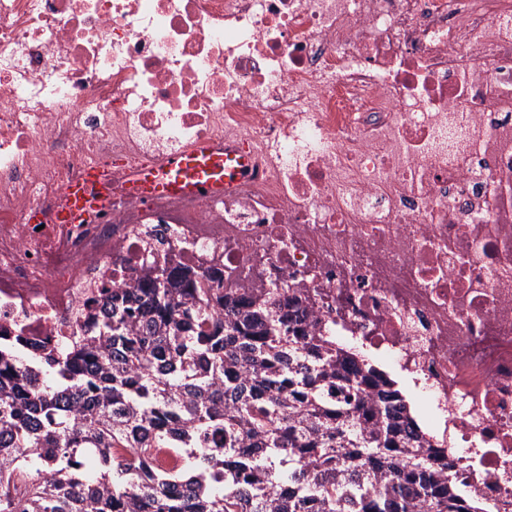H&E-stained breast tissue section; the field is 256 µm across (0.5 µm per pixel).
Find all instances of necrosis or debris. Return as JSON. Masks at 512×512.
Wrapping results in <instances>:
<instances>
[{
    "label": "necrosis or debris",
    "instance_id": "4bbe7bcc",
    "mask_svg": "<svg viewBox=\"0 0 512 512\" xmlns=\"http://www.w3.org/2000/svg\"><path fill=\"white\" fill-rule=\"evenodd\" d=\"M201 140L251 157L233 190L129 194ZM183 266L309 295L512 512V0H0V334L62 347ZM108 169L99 165L89 166L81 182L62 187L65 207L60 220L70 222L76 215L91 207L105 208L110 203L107 189Z\"/></svg>",
    "mask_w": 512,
    "mask_h": 512
}]
</instances>
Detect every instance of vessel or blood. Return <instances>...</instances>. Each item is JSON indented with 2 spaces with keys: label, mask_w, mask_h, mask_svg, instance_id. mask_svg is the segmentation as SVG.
Here are the masks:
<instances>
[{
  "label": "vessel or blood",
  "mask_w": 512,
  "mask_h": 512,
  "mask_svg": "<svg viewBox=\"0 0 512 512\" xmlns=\"http://www.w3.org/2000/svg\"><path fill=\"white\" fill-rule=\"evenodd\" d=\"M245 159L225 153L222 147L200 143L175 153L160 165L136 171L130 181L131 193L141 199L155 194L191 192L203 197L223 194L242 175ZM108 171L99 165L89 166L81 182L63 186L65 207L63 222L89 208H105L110 202L107 189Z\"/></svg>",
  "instance_id": "vessel-or-blood-1"
}]
</instances>
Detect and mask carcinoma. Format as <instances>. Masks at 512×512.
I'll use <instances>...</instances> for the list:
<instances>
[{"label": "carcinoma", "mask_w": 512, "mask_h": 512, "mask_svg": "<svg viewBox=\"0 0 512 512\" xmlns=\"http://www.w3.org/2000/svg\"><path fill=\"white\" fill-rule=\"evenodd\" d=\"M110 306L86 343H0L11 512H483L395 380L298 290L203 288L181 268ZM117 444L137 462L114 463ZM155 448L183 469L149 470Z\"/></svg>", "instance_id": "obj_1"}]
</instances>
